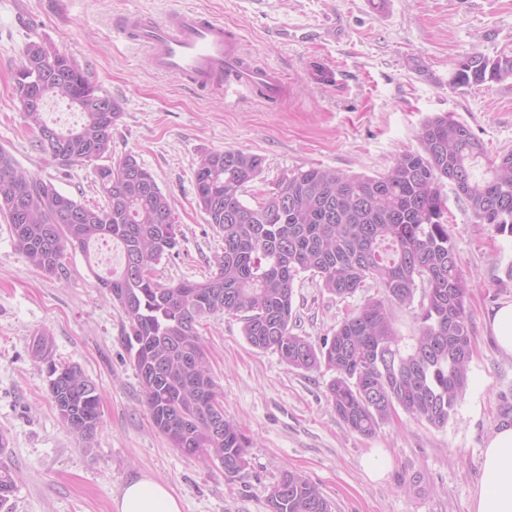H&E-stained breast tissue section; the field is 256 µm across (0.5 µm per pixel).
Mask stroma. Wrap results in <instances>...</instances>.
Instances as JSON below:
<instances>
[{
	"instance_id": "obj_1",
	"label": "stroma",
	"mask_w": 512,
	"mask_h": 512,
	"mask_svg": "<svg viewBox=\"0 0 512 512\" xmlns=\"http://www.w3.org/2000/svg\"><path fill=\"white\" fill-rule=\"evenodd\" d=\"M195 11L237 31L242 47L280 69L278 105L229 103L152 70L145 51L115 28L129 13L165 20ZM300 35L281 39L283 28ZM67 54L123 115L112 154H134L169 194L182 230L156 268L164 284L201 281L223 245L195 200L194 168L206 152L239 149L263 159L245 201L283 173L319 166L346 175L387 172L396 156L420 148L424 121L448 114L483 143L488 159L512 150V80L455 89L456 61L512 49V0H0V146L30 175L87 206L103 205L91 167H57L37 150L18 109L15 78L25 42ZM318 56L335 86L308 68ZM459 266L469 282L472 355L468 385L445 427L396 413L369 437L349 431L326 399V370L289 368L278 353L251 347L240 320L220 314L199 328L224 413L246 440L242 476L188 457L158 433L130 361L124 317L88 269L67 251L63 278L30 266L0 218V430L17 475L14 512H114L124 487L148 476L183 512H270L268 493L288 468L316 483L331 512H472L482 451L512 422V355L493 339L490 313L512 301V236L475 223L451 182L441 185ZM341 300L300 273L294 308L314 345L343 316L376 295ZM47 330L55 358L75 365L101 394L92 454L62 422L44 368L30 354Z\"/></svg>"
}]
</instances>
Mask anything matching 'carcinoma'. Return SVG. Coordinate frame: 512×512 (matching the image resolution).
I'll return each instance as SVG.
<instances>
[{"label": "carcinoma", "instance_id": "1", "mask_svg": "<svg viewBox=\"0 0 512 512\" xmlns=\"http://www.w3.org/2000/svg\"><path fill=\"white\" fill-rule=\"evenodd\" d=\"M512 79V50L490 58L458 60L448 81L465 88ZM19 110L37 130V148L50 161L93 166L105 200L89 207L42 178L26 174L0 147V215L34 268L66 273L65 252L110 240L120 248L121 270L97 276L127 320L130 360L153 426L176 448L224 463L239 476L246 466L245 437L234 420L213 431L219 388L211 375L198 326L225 314L242 322L246 342L277 352L288 366L333 372L327 399L346 427L371 436L397 410L436 428L448 424L468 381L471 357L468 282L448 229L440 182H456L473 217L498 235L512 236V151L476 175L483 144L463 123L437 114L425 120L421 150L400 154L382 175L348 176L316 166L283 174L256 204L242 199L263 172V158L238 149L204 154L194 171L198 207L222 234V253L201 282L160 283L155 267L179 245L180 225L153 174L130 154L112 159V129L121 105L100 93L66 54L45 57L43 43L21 49L16 74ZM51 98L82 114L67 131L47 123ZM108 164L100 163L102 159ZM301 272L339 299L374 284L381 295L346 313L320 347L297 333L295 282ZM421 324L412 344L401 345L390 307L414 302L417 280ZM34 361L45 367L48 390L63 423L84 452L100 424L96 384L75 365L54 357L53 340L37 334ZM0 431V512H13V469L4 460ZM270 512H331L319 486L296 469L285 470L268 494Z\"/></svg>", "mask_w": 512, "mask_h": 512}]
</instances>
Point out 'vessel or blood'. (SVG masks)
I'll return each mask as SVG.
<instances>
[{"instance_id": "obj_1", "label": "vessel or blood", "mask_w": 512, "mask_h": 512, "mask_svg": "<svg viewBox=\"0 0 512 512\" xmlns=\"http://www.w3.org/2000/svg\"><path fill=\"white\" fill-rule=\"evenodd\" d=\"M120 30L148 51L154 69L189 86L244 91L270 104L286 88L282 72L244 54L239 35L221 21L193 12L180 13L170 23L131 15Z\"/></svg>"}]
</instances>
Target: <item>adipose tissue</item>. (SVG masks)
<instances>
[{
  "label": "adipose tissue",
  "instance_id": "ef3b65f1",
  "mask_svg": "<svg viewBox=\"0 0 512 512\" xmlns=\"http://www.w3.org/2000/svg\"><path fill=\"white\" fill-rule=\"evenodd\" d=\"M115 512H182L180 501L150 477L130 483L114 502ZM473 512H512V424L503 423L487 440Z\"/></svg>",
  "mask_w": 512,
  "mask_h": 512
}]
</instances>
